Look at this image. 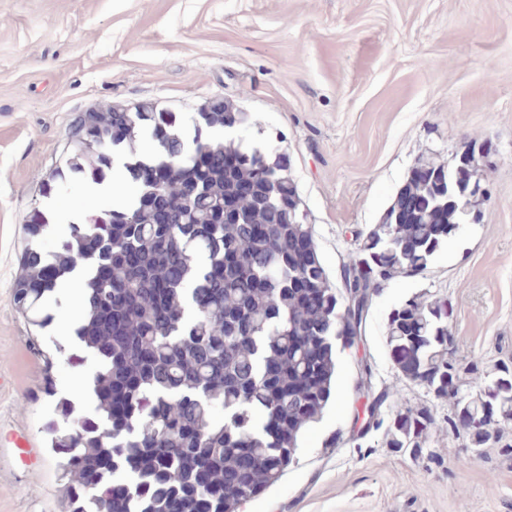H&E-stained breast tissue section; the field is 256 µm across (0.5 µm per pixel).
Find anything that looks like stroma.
Wrapping results in <instances>:
<instances>
[{"instance_id": "1", "label": "stroma", "mask_w": 512, "mask_h": 512, "mask_svg": "<svg viewBox=\"0 0 512 512\" xmlns=\"http://www.w3.org/2000/svg\"><path fill=\"white\" fill-rule=\"evenodd\" d=\"M215 98L258 121L245 139L288 153L336 284L419 160L490 148L482 221L460 225L424 274L382 283L361 337L337 355L322 421L246 512H512V458L472 455L448 425L454 400L403 379L386 341L394 307L445 298L462 394L512 361V0H0V512H64L43 359L62 394L97 369L66 363L74 299L52 301L37 352L13 303L23 226L71 125L107 106L192 113ZM49 205L89 217L110 200L73 181ZM364 379L386 397L372 421L356 415ZM398 397L433 416L420 456L389 445ZM18 429L37 455L10 443Z\"/></svg>"}]
</instances>
